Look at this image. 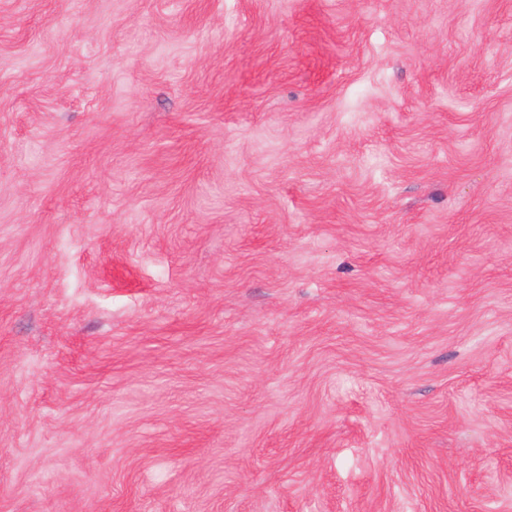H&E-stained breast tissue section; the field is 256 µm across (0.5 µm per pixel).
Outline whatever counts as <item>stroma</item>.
Listing matches in <instances>:
<instances>
[{
  "mask_svg": "<svg viewBox=\"0 0 512 512\" xmlns=\"http://www.w3.org/2000/svg\"><path fill=\"white\" fill-rule=\"evenodd\" d=\"M0 512H512V0H0Z\"/></svg>",
  "mask_w": 512,
  "mask_h": 512,
  "instance_id": "obj_1",
  "label": "stroma"
}]
</instances>
